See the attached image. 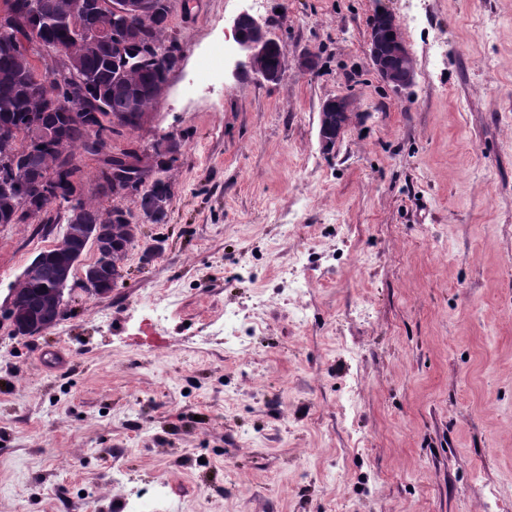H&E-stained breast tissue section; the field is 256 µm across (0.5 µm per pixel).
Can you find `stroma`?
<instances>
[{"label":"stroma","instance_id":"35a3bbf8","mask_svg":"<svg viewBox=\"0 0 512 512\" xmlns=\"http://www.w3.org/2000/svg\"><path fill=\"white\" fill-rule=\"evenodd\" d=\"M172 3L181 59L112 136L116 153L180 144L167 223L120 203L141 227L123 280L15 337L12 288L67 211L0 224V512L150 493L154 512L512 504V0ZM244 11L286 47L278 82L243 64ZM381 11L415 58L403 90L370 62ZM338 95L350 119L326 150ZM228 312L251 326L234 343ZM322 112L321 123H320V140L323 147L329 144V141L325 137V131L329 125L334 124V112H336V142L340 139L344 133L347 123L340 121L337 114L343 113V115H349L351 112V101L348 96H336V98L325 101L321 108Z\"/></svg>","mask_w":512,"mask_h":512}]
</instances>
